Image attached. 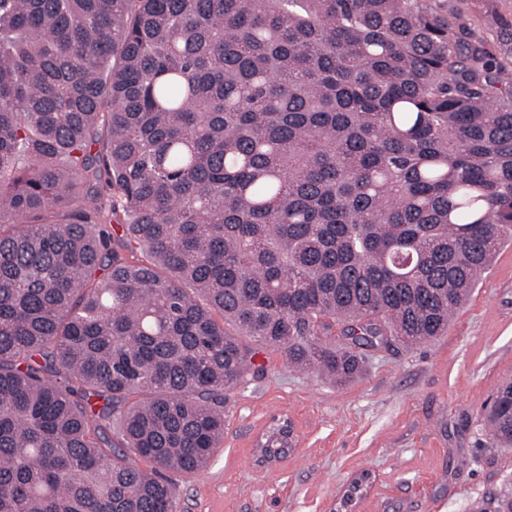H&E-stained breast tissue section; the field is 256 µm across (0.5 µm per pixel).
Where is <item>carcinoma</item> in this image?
I'll use <instances>...</instances> for the list:
<instances>
[{
  "instance_id": "obj_1",
  "label": "carcinoma",
  "mask_w": 512,
  "mask_h": 512,
  "mask_svg": "<svg viewBox=\"0 0 512 512\" xmlns=\"http://www.w3.org/2000/svg\"><path fill=\"white\" fill-rule=\"evenodd\" d=\"M495 24L493 47L431 0H0V512H175L259 352L342 385L447 333L512 244ZM482 425L512 448L511 381Z\"/></svg>"
}]
</instances>
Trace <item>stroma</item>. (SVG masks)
I'll use <instances>...</instances> for the list:
<instances>
[{"instance_id":"stroma-1","label":"stroma","mask_w":512,"mask_h":512,"mask_svg":"<svg viewBox=\"0 0 512 512\" xmlns=\"http://www.w3.org/2000/svg\"><path fill=\"white\" fill-rule=\"evenodd\" d=\"M445 2L490 43L493 13L512 12V0ZM257 361L264 373L226 394L223 448L179 480L176 512H469L512 487V450L482 427L492 394L512 380V246L497 252L445 336L371 352L349 383L289 369L277 354ZM275 416L292 422L299 442L264 466L256 444ZM364 472L362 496L342 506Z\"/></svg>"}]
</instances>
